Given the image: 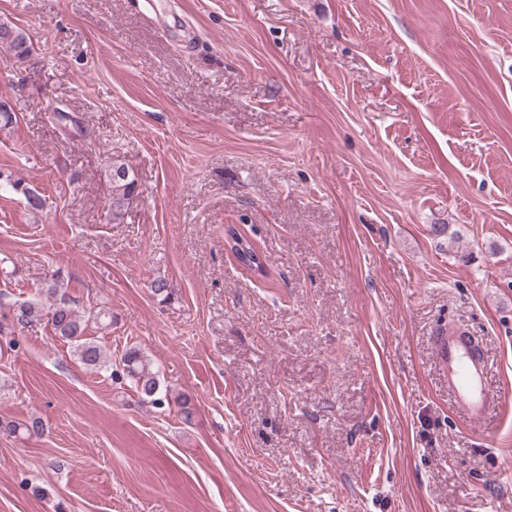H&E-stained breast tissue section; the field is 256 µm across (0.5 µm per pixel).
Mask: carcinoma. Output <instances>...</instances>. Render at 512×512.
<instances>
[{
    "instance_id": "carcinoma-1",
    "label": "carcinoma",
    "mask_w": 512,
    "mask_h": 512,
    "mask_svg": "<svg viewBox=\"0 0 512 512\" xmlns=\"http://www.w3.org/2000/svg\"><path fill=\"white\" fill-rule=\"evenodd\" d=\"M11 38L12 48L19 55H28L32 50L31 39L25 29L8 22L0 21V34ZM109 178L112 192V218H122L123 209L134 195L137 185L129 173V167L118 158L109 165ZM224 239L230 245L228 252L243 267L266 276L268 271L262 255L255 244L236 226L224 228ZM63 284L52 278L49 286L27 299H16L3 304L5 312L0 315V336L5 339L6 350L16 348L18 340L14 338L18 331L31 327L42 320H47L55 336L74 345L80 361L92 369L105 367L110 375L117 379H127L142 400L155 405L164 404L158 380V370L139 350L131 347L125 351L118 365L104 356L101 348L85 338L87 324L91 321L100 323L110 317V313L99 310L84 313L60 292Z\"/></svg>"
}]
</instances>
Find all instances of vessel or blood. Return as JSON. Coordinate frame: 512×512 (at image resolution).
<instances>
[{
  "instance_id": "b4317fda",
  "label": "vessel or blood",
  "mask_w": 512,
  "mask_h": 512,
  "mask_svg": "<svg viewBox=\"0 0 512 512\" xmlns=\"http://www.w3.org/2000/svg\"><path fill=\"white\" fill-rule=\"evenodd\" d=\"M436 347L457 405L472 421H480L492 401L485 384L486 360L474 340L453 326L437 336Z\"/></svg>"
}]
</instances>
